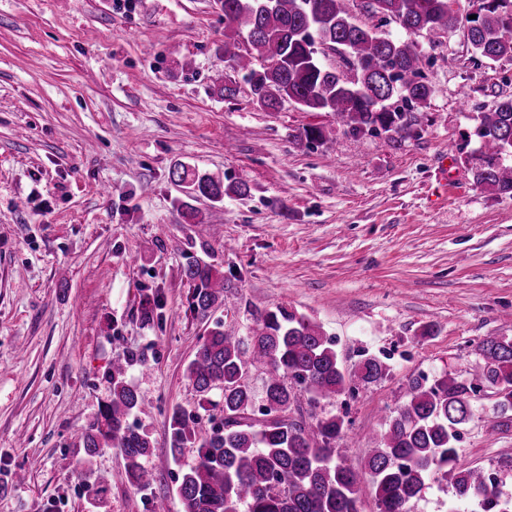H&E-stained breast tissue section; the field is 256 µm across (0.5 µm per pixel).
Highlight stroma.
Segmentation results:
<instances>
[{
	"instance_id": "1",
	"label": "stroma",
	"mask_w": 512,
	"mask_h": 512,
	"mask_svg": "<svg viewBox=\"0 0 512 512\" xmlns=\"http://www.w3.org/2000/svg\"><path fill=\"white\" fill-rule=\"evenodd\" d=\"M435 92L415 135H344L336 115L293 104L257 109L247 85L222 98L211 81L224 49L220 0H0V512H150L176 493L193 449L173 459V408L211 427L220 391L200 409L186 376L210 321L188 309L189 258L224 267L215 318L246 335L277 304L320 323L343 367L369 357L388 376L332 402L298 392L289 416L350 423L342 455L376 512L364 457L379 418L409 379L467 378L476 347L512 337V196L477 186L449 145L478 113L512 95V60L476 59L462 27L418 37ZM334 129L307 146L296 133ZM248 181L247 198L199 200L182 223L177 162ZM158 294L153 322L141 301ZM140 356L128 382L146 402L156 481L129 484L118 449L82 462L81 437L110 395L121 353ZM480 392L458 463L493 473L512 501V427ZM413 512H474L445 480Z\"/></svg>"
}]
</instances>
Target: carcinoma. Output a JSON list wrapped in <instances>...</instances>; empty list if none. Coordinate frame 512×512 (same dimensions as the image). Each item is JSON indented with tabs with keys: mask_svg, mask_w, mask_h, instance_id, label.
Listing matches in <instances>:
<instances>
[{
	"mask_svg": "<svg viewBox=\"0 0 512 512\" xmlns=\"http://www.w3.org/2000/svg\"><path fill=\"white\" fill-rule=\"evenodd\" d=\"M224 10V55L234 70L247 76L256 108L275 110L285 100L314 112H332L345 133L385 135L394 140L412 131L414 110L434 93L423 71L424 55L412 40H402L359 24L346 0H221ZM369 12L394 20L406 33L433 38L460 21L479 58L496 63L512 60V0H479L476 18L461 10L448 16V0H369ZM319 39L332 51L318 55ZM479 147L464 158L474 182L501 194H512V97L478 115ZM309 144L329 140L321 126L295 136ZM170 179L182 189L179 209L194 218L193 202L246 196L244 180L224 183L186 163L175 164ZM182 276L192 285L191 313L202 319L224 301L229 281L214 263L192 260ZM244 340L217 320L204 337L186 375L201 396L218 387L224 393L222 425L205 431L197 416L180 408L169 422L170 451L197 450L193 466L181 476L177 494L183 512H362L360 477L336 448L347 437L342 417L318 418L311 424L288 420L299 387L319 402L345 391L349 376L322 327L283 305L252 313ZM478 361L468 381L443 375L408 381L404 401L383 418L379 443L368 450L365 468L373 479L377 512H411V502L427 482L451 475L455 495L480 512H512V504L496 494L480 468L457 466L458 427L472 416L473 396L488 387L498 395L503 421L512 424V339L489 337L477 348ZM138 356L112 361L107 374L112 397L83 436L84 454L92 458L104 448H117L131 486L147 488L154 475L147 467L150 436L130 422L143 404L128 385L126 372ZM265 368L267 419L250 421L254 393L246 369ZM389 368L366 359L358 373L365 384L385 378Z\"/></svg>",
	"mask_w": 512,
	"mask_h": 512,
	"instance_id": "obj_1",
	"label": "carcinoma"
}]
</instances>
